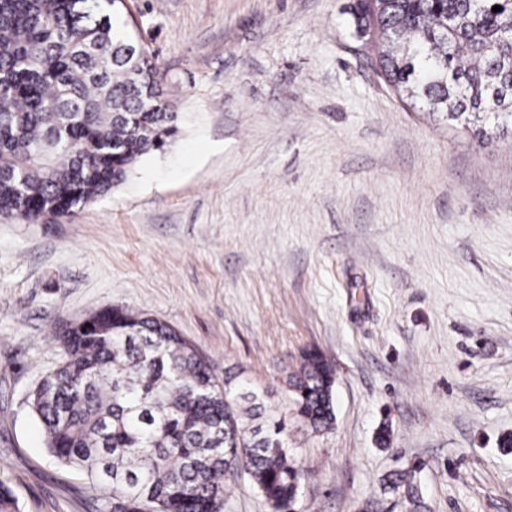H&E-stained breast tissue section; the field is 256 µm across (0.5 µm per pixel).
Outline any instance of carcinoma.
<instances>
[{"instance_id":"cac0c4a2","label":"carcinoma","mask_w":512,"mask_h":512,"mask_svg":"<svg viewBox=\"0 0 512 512\" xmlns=\"http://www.w3.org/2000/svg\"><path fill=\"white\" fill-rule=\"evenodd\" d=\"M356 21L410 102L465 122L483 143L512 128V0H360ZM163 80L116 0H0V217L70 218L164 151L180 118ZM56 336L63 358L30 403L49 454L100 490L98 512H223L240 472L271 512H297L303 470L285 421L265 417L247 383L218 384L167 323L112 307ZM334 384L313 351L289 382L316 432L335 420ZM420 472L388 480L408 512L427 509ZM0 512H20L3 484Z\"/></svg>"}]
</instances>
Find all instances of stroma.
Masks as SVG:
<instances>
[{
  "instance_id": "35a3bbf8",
  "label": "stroma",
  "mask_w": 512,
  "mask_h": 512,
  "mask_svg": "<svg viewBox=\"0 0 512 512\" xmlns=\"http://www.w3.org/2000/svg\"><path fill=\"white\" fill-rule=\"evenodd\" d=\"M356 0H127L180 114L164 152L70 219L0 218V483L21 512H95L48 453L29 391L58 328L106 307L161 319L216 380L288 420L299 512H512V135L411 108ZM336 419L297 416L304 353ZM335 372L320 353L307 352L300 372L289 382L296 411L312 430L329 429L335 420ZM420 465L408 466L394 474V478L388 480V487L395 492H400L405 501V506L410 512H424L427 506L423 500L418 484Z\"/></svg>"
}]
</instances>
